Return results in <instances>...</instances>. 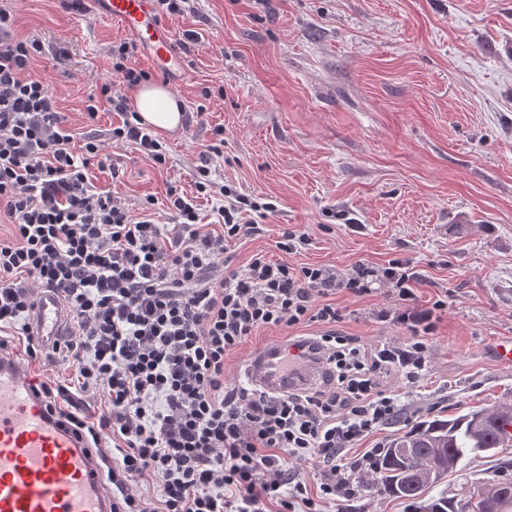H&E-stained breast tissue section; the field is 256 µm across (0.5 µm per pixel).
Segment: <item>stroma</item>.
Listing matches in <instances>:
<instances>
[{"mask_svg":"<svg viewBox=\"0 0 512 512\" xmlns=\"http://www.w3.org/2000/svg\"><path fill=\"white\" fill-rule=\"evenodd\" d=\"M0 8L50 49L32 72L68 128L106 141L113 169L89 166L98 191L135 213L172 186L194 194L201 153L220 144L211 180L274 205L261 236L230 248L234 265L256 253L337 269L405 257L423 279L420 304L447 296L424 375L388 380L405 394L408 421L512 399V367L491 352L512 336V0H192L169 21L197 40L175 90L184 124L164 135L161 168L135 145L108 143L117 115L85 112L113 75L111 47L127 38L118 23L66 13L57 0ZM288 226L311 238L299 253L276 246ZM335 299L345 334L403 340L374 317L390 303L386 289ZM287 338L254 333L226 358L225 384L238 383L259 347ZM499 476L479 457L436 490L453 496Z\"/></svg>","mask_w":512,"mask_h":512,"instance_id":"stroma-1","label":"stroma"}]
</instances>
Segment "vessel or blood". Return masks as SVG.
<instances>
[{
	"label": "vessel or blood",
	"mask_w": 512,
	"mask_h": 512,
	"mask_svg": "<svg viewBox=\"0 0 512 512\" xmlns=\"http://www.w3.org/2000/svg\"><path fill=\"white\" fill-rule=\"evenodd\" d=\"M98 14L118 22L140 55L163 74L181 71L172 29L155 0H90ZM29 334L50 349L69 335L73 319L52 291L40 290ZM294 370L284 368L288 347L271 344L248 361L244 376L261 391L285 394L322 386L324 366L317 346L303 348ZM31 369L0 352V512H112L105 461L62 427L33 391Z\"/></svg>",
	"instance_id": "1"
}]
</instances>
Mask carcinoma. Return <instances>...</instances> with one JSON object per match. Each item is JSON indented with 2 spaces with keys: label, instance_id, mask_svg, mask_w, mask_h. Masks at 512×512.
<instances>
[{
  "label": "carcinoma",
  "instance_id": "carcinoma-1",
  "mask_svg": "<svg viewBox=\"0 0 512 512\" xmlns=\"http://www.w3.org/2000/svg\"><path fill=\"white\" fill-rule=\"evenodd\" d=\"M512 447V401L419 421L382 449L362 479L384 496L422 502L421 512H512V479L499 478L456 497H426L445 476L478 456Z\"/></svg>",
  "mask_w": 512,
  "mask_h": 512
}]
</instances>
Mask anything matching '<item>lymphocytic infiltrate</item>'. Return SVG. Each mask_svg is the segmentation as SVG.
I'll list each match as a JSON object with an SVG mask.
<instances>
[{
    "label": "lymphocytic infiltrate",
    "instance_id": "obj_1",
    "mask_svg": "<svg viewBox=\"0 0 512 512\" xmlns=\"http://www.w3.org/2000/svg\"><path fill=\"white\" fill-rule=\"evenodd\" d=\"M15 23L1 8L0 215L13 229L11 241H0V332L26 338L44 288L71 311L75 330L60 354L77 385L41 390L94 447L113 452V512H325L352 494L356 473L381 449L370 448L349 475L338 459L404 416V396L386 380L420 379L447 300L420 305L418 274L402 258L296 268L257 253L213 276L232 242L262 233L270 204L215 187L204 163L194 196L167 189L168 223L149 206L131 215L91 183L90 163L111 157L94 133L78 139L67 127L49 84L31 72L45 45L20 37ZM136 53L135 43L120 44L117 80L89 96L85 110L91 120L118 115L112 141L162 166L159 140L125 94L149 78ZM201 198L212 203L214 228L199 222ZM375 282L393 299L376 317L404 329L405 342L368 347L337 331L345 313L333 294L361 297ZM312 324L323 327L325 388L275 396L225 386L224 360L249 336L275 327L301 348L296 330ZM97 391L106 409L91 421L79 408ZM295 463L319 473L316 495L291 480ZM147 477L160 482L158 504L128 491Z\"/></svg>",
    "mask_w": 512,
    "mask_h": 512
}]
</instances>
